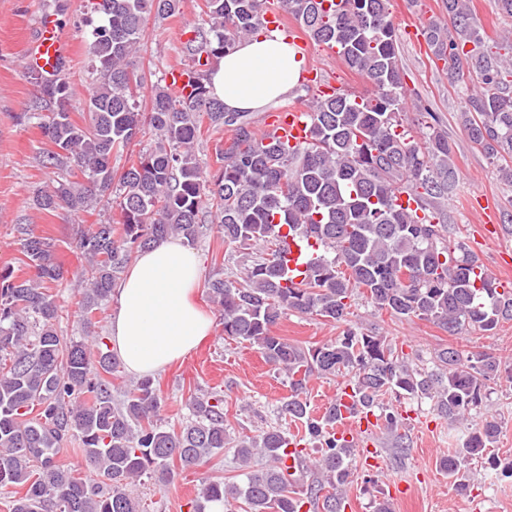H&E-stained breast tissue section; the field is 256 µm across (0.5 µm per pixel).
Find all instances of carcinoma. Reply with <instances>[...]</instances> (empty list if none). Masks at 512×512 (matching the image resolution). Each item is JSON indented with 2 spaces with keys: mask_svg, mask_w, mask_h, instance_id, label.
I'll return each mask as SVG.
<instances>
[{
  "mask_svg": "<svg viewBox=\"0 0 512 512\" xmlns=\"http://www.w3.org/2000/svg\"><path fill=\"white\" fill-rule=\"evenodd\" d=\"M205 2L208 21L193 26L182 47L193 61L223 55L263 25V0ZM280 2L306 36L336 50L373 86L370 96L342 91L314 99L311 137L300 146L267 141L252 129L249 113L225 111L202 72L189 97L156 83L142 111L146 75L129 60L149 17L180 15L183 0H95L97 19L85 20V39L96 78L82 124L71 116L74 92L66 74L49 80L27 70L40 97L24 116L52 145L45 163L57 170L35 206L78 216L115 207L120 220L92 224L76 239L86 261L85 288L72 312L59 301L66 270L50 239L29 224L14 225L28 272L0 269V489L24 493L12 496L8 512H144L131 483L144 477L168 483L177 470L208 463L229 443L242 465L259 456L265 467L248 472L242 485L203 481L186 503L189 512H210L238 498L252 512H302L306 505L343 512L356 444L336 436L338 403L318 417L309 413L303 394L310 377L343 378L348 410L379 409L377 421L392 431L398 417L381 405L384 396L430 398L455 425L482 405L486 381L500 372L493 353L455 347L436 354L434 370L414 366L386 337L350 327L322 345L275 334L288 311L348 322L349 300L360 289L375 308L430 321L450 335L466 325L490 334L512 320V289H498L453 238L437 205L455 181L448 134L433 114L418 139L402 128L404 86L390 0H338L328 7L324 0ZM445 9L446 20L427 24L426 39L448 79L466 89L464 130L489 159H512L507 58L486 45L467 0H445ZM205 120L214 131L232 132L216 150L213 173L195 153ZM149 132L156 136L153 148L126 168L112 165L113 155ZM401 189L415 195L423 217L395 204ZM209 219L243 265L242 276L221 272L207 283L223 311L224 336L258 347L287 375L290 395L279 413L302 422L305 441L320 448L309 483L302 478L307 449L282 430L231 438L223 394L190 396V418L175 428L162 418L165 399L154 377L138 378L116 402L112 375L120 362L103 337L89 344L57 330L69 313L92 330L135 253L172 236L193 246ZM285 225L323 250L298 282L280 248ZM499 429L493 419L475 424L462 447L441 460L456 491L468 490L469 464L477 458L512 478V462L503 465L488 452ZM70 436L81 441L98 482L55 462Z\"/></svg>",
  "mask_w": 512,
  "mask_h": 512,
  "instance_id": "cac0c4a2",
  "label": "carcinoma"
}]
</instances>
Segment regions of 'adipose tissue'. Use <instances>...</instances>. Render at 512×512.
I'll list each match as a JSON object with an SVG mask.
<instances>
[{
	"mask_svg": "<svg viewBox=\"0 0 512 512\" xmlns=\"http://www.w3.org/2000/svg\"><path fill=\"white\" fill-rule=\"evenodd\" d=\"M307 68L288 37L264 30L236 44L208 75L229 112H251L299 85ZM200 258L180 240L138 252L114 289L119 308L110 339L124 367L144 376L163 372L196 349L213 320L195 300Z\"/></svg>",
	"mask_w": 512,
	"mask_h": 512,
	"instance_id": "obj_1",
	"label": "adipose tissue"
}]
</instances>
